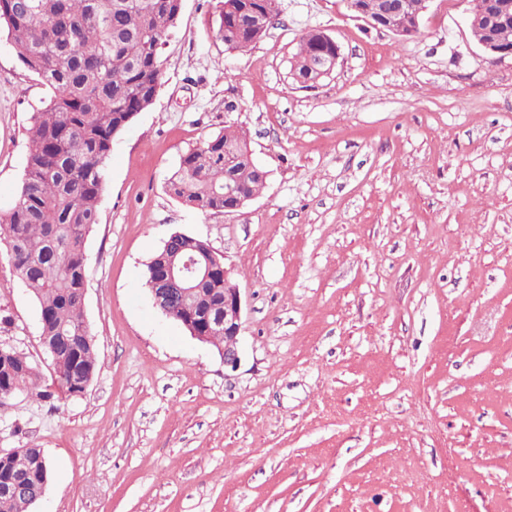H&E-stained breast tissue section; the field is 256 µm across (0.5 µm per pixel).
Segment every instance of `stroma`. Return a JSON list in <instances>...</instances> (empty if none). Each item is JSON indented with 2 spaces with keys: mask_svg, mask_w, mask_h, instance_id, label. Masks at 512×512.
Listing matches in <instances>:
<instances>
[{
  "mask_svg": "<svg viewBox=\"0 0 512 512\" xmlns=\"http://www.w3.org/2000/svg\"><path fill=\"white\" fill-rule=\"evenodd\" d=\"M246 52L221 0H183L153 104L115 139L86 241L99 370L79 395L0 410V450L52 465L33 512H512V57L473 40L468 0H427L403 38L347 0H278ZM340 65L295 84L300 37ZM49 95L0 30V212ZM260 195L201 213L169 195L182 153L227 125ZM175 232L242 296L241 363L153 306ZM0 340L54 370L0 243Z\"/></svg>",
  "mask_w": 512,
  "mask_h": 512,
  "instance_id": "obj_1",
  "label": "stroma"
}]
</instances>
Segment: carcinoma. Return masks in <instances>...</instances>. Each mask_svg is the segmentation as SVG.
<instances>
[{"label":"carcinoma","instance_id":"obj_1","mask_svg":"<svg viewBox=\"0 0 512 512\" xmlns=\"http://www.w3.org/2000/svg\"><path fill=\"white\" fill-rule=\"evenodd\" d=\"M403 2V10L393 5ZM507 21L486 17L469 25L476 42H493L512 56V0ZM393 34L411 38L421 31L426 0H374ZM182 0H0V25L19 49L24 66L51 90L31 116L25 166L12 207L0 214V239L21 284L37 303L40 342L50 357L55 389L43 384L40 367L12 345L0 347V408L18 390L51 400L84 391L98 371L95 339L84 312L85 243L98 223L112 144L148 109L161 81L160 49L176 28ZM277 0H223L219 37L235 51L251 50L266 36L256 20H277ZM336 46L321 31L299 41L290 74L310 89L325 79ZM268 171L253 158L246 132L226 126L187 149L168 178L167 191L203 213H222L235 202L224 197L230 184L244 197L258 195ZM179 257H200L204 240L176 237ZM169 254L158 250L147 264L145 285L164 267ZM192 326L204 334V317L224 312V271L195 283L187 300ZM51 464L40 448H18L0 461V483L18 482L26 496L0 491V512H28L27 499L41 494Z\"/></svg>","mask_w":512,"mask_h":512}]
</instances>
